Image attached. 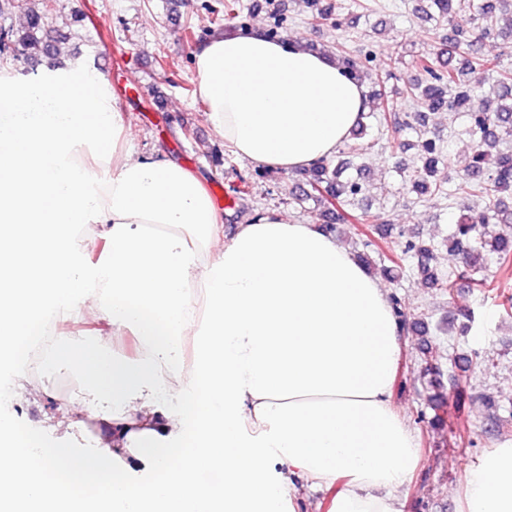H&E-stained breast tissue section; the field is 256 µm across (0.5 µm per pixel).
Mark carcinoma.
<instances>
[{"label":"carcinoma","instance_id":"carcinoma-1","mask_svg":"<svg viewBox=\"0 0 512 512\" xmlns=\"http://www.w3.org/2000/svg\"><path fill=\"white\" fill-rule=\"evenodd\" d=\"M310 19L320 25L336 19L342 4L330 0H308ZM414 8L418 17L433 23L436 49L416 55L411 60L416 76L404 88L387 90L391 80H401L403 56L389 59L380 73L372 74L374 54L370 44L340 52L336 60L347 75L362 83L372 80L368 91L369 111L354 127L349 141L338 149L336 160H327L296 170L288 176L293 191L291 199L297 203L314 200L322 209L323 228L332 233L338 225L349 220L358 224L382 227L381 215L366 208L352 213L365 192L360 159L379 140L364 142L370 128L379 135L388 131L414 130L418 133V152L410 166H399L401 182L411 187L418 201L443 202L462 196H479L485 204L474 212L468 207L459 209L449 235L451 245L464 259L462 273L475 286L496 288L495 275L490 273L488 261L494 259L498 269L512 264V238L494 231L500 224H512V150L492 155L487 147L502 138L512 137V64H504L501 55L489 49V43L504 32L497 29V12L512 14V0H418ZM41 17L30 11L25 30L19 32L0 26V55L18 56L29 46L42 44V52L54 53L53 40L37 36ZM448 109L460 112L466 118L465 134L470 142V156L464 173L456 178L448 175V155L441 139L429 135L426 113ZM358 259L368 267L381 265L393 281L400 278L404 263L413 261L428 284L447 293L454 287L452 276L434 265L436 246L420 239L407 237L397 243V252L387 254L377 248L372 239L362 243ZM394 310L402 332L417 333L422 322L412 320L406 312L405 299L392 294ZM473 360L458 357L453 360L449 387L438 383L434 393L427 396L428 405L437 420H444L448 404L447 392H456L471 370Z\"/></svg>","mask_w":512,"mask_h":512}]
</instances>
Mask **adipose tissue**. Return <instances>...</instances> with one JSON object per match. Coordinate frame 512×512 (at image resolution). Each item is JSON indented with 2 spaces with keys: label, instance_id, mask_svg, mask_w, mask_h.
Returning a JSON list of instances; mask_svg holds the SVG:
<instances>
[{
  "label": "adipose tissue",
  "instance_id": "adipose-tissue-1",
  "mask_svg": "<svg viewBox=\"0 0 512 512\" xmlns=\"http://www.w3.org/2000/svg\"><path fill=\"white\" fill-rule=\"evenodd\" d=\"M193 57L207 122L260 167L331 158L368 109L334 59L257 30ZM126 134L101 76L0 66V352L64 322L100 338L50 345L82 385L57 412L29 371L0 380V512H83L87 488L105 512H284L302 483L337 487L333 512H404L418 455L390 400L389 290L285 211L225 236L200 178ZM129 334L135 364L104 344ZM17 407L41 416L18 425ZM464 483V512H512V440Z\"/></svg>",
  "mask_w": 512,
  "mask_h": 512
}]
</instances>
